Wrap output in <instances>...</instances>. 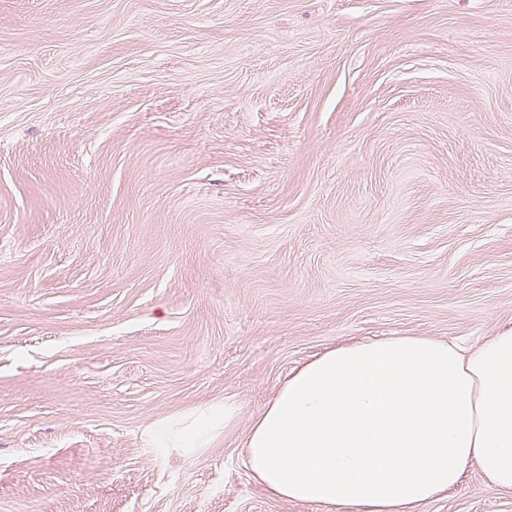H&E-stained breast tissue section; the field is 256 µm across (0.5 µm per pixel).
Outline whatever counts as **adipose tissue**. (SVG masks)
<instances>
[{"label":"adipose tissue","mask_w":512,"mask_h":512,"mask_svg":"<svg viewBox=\"0 0 512 512\" xmlns=\"http://www.w3.org/2000/svg\"><path fill=\"white\" fill-rule=\"evenodd\" d=\"M239 409L190 410L148 445L208 447ZM244 463L271 497L335 512H411L472 467L512 489V328L468 350L430 336L328 350L255 416Z\"/></svg>","instance_id":"ef3b65f1"}]
</instances>
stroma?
Here are the masks:
<instances>
[{"mask_svg": "<svg viewBox=\"0 0 512 512\" xmlns=\"http://www.w3.org/2000/svg\"><path fill=\"white\" fill-rule=\"evenodd\" d=\"M510 327L512 0H0V512H333L244 464L288 375ZM235 400L188 411L180 419L160 422L152 430L147 447L163 452L166 448H205L231 426L239 413Z\"/></svg>", "mask_w": 512, "mask_h": 512, "instance_id": "1", "label": "stroma"}]
</instances>
